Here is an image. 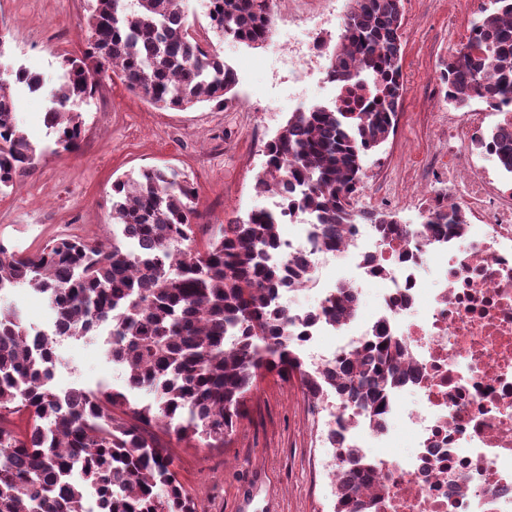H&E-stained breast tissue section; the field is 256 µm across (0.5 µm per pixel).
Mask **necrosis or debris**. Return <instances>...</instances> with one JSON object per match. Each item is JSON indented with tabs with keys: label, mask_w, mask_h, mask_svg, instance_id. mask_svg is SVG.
<instances>
[{
	"label": "necrosis or debris",
	"mask_w": 512,
	"mask_h": 512,
	"mask_svg": "<svg viewBox=\"0 0 512 512\" xmlns=\"http://www.w3.org/2000/svg\"><path fill=\"white\" fill-rule=\"evenodd\" d=\"M326 49L289 37L279 57L294 83L293 101L304 104L314 61ZM482 134L480 119L448 126V198L464 219L454 228L413 225L384 239L374 224H353L339 251L312 238L315 217L295 211L299 233L284 246L307 263L306 283L322 298L335 288L321 271L336 259L358 272L347 281L349 309L336 323H313L301 341L311 366L331 369L340 358L363 351L382 331L402 349L398 382L377 419L336 402L331 418L346 417L344 445L366 453L390 441L394 425L412 437L404 457L371 456L372 483L357 487L362 512H512V189L492 193L489 172L472 168ZM439 256L428 267L430 256ZM378 284L377 307L364 316L366 287ZM335 335L325 347L321 336ZM418 399L401 410L402 394ZM346 454L327 472L344 481Z\"/></svg>",
	"instance_id": "necrosis-or-debris-1"
}]
</instances>
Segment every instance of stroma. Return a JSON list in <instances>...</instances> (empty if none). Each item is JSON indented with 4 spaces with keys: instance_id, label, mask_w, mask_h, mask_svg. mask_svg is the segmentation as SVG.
<instances>
[{
    "instance_id": "stroma-1",
    "label": "stroma",
    "mask_w": 512,
    "mask_h": 512,
    "mask_svg": "<svg viewBox=\"0 0 512 512\" xmlns=\"http://www.w3.org/2000/svg\"><path fill=\"white\" fill-rule=\"evenodd\" d=\"M304 0H275L273 34L261 46L215 40L237 73L234 99L224 110L203 104L186 111L160 110L119 79L102 80L81 104L84 135L78 150L55 143L45 122L51 90L63 62L87 48L86 0H0L5 63L40 74L42 92L11 84L17 120L43 155L31 172L0 194V242L32 254L66 236L111 237L112 183L147 167L175 171L198 192L201 225L195 245L204 248L214 224L246 217L265 198L256 188L266 143L285 125L295 104L288 73L276 53ZM404 94L396 130L362 159L370 209L419 224L424 194L448 183V103L439 79L457 42L448 27V0H405L401 30ZM0 306L19 310L30 332H51L48 301L20 287L0 294ZM106 328L86 338H62L51 381L54 389H107L124 384V371L107 353ZM318 411L298 380L269 374L245 401V416L219 448L196 440L173 443L178 479L197 512H334L335 486L317 466L323 448Z\"/></svg>"
}]
</instances>
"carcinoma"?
Segmentation results:
<instances>
[{"label":"carcinoma","instance_id":"cac0c4a2","mask_svg":"<svg viewBox=\"0 0 512 512\" xmlns=\"http://www.w3.org/2000/svg\"><path fill=\"white\" fill-rule=\"evenodd\" d=\"M88 49L65 60V81L51 95L47 125L56 145L80 146L83 119L69 108L93 97L110 72L159 109L227 104L234 72L189 33L178 0H89ZM218 37L262 44L272 17L267 0H210ZM329 70L343 83L342 103L293 112L265 147L258 193H279V211L255 210L216 224L206 248L191 247L200 213L194 183L161 168H146L112 183V238H61L28 256L0 243V292L28 287L48 296L52 334L34 339L20 314L0 310V512H86V489L96 512H195L168 445L151 435L163 426L176 440L224 445L245 413L258 378L299 377L308 394L324 387L372 417L395 379L401 349L378 332L357 357L311 372L294 342L300 323L276 304L277 292L299 288L306 267L298 257L281 264L278 226L294 209L319 217L316 234L331 251L351 224H375L389 238L394 215L358 213L350 199L363 185L362 156L395 132L403 94L402 0H354ZM478 22V37L440 72L448 103L480 101L501 112L512 107V0ZM29 92L40 75L20 66L0 75V192L34 168L40 154L15 118L10 82ZM498 166L512 173V135L496 126L487 136ZM459 213L431 208L424 224H460ZM341 288L321 315L336 322L347 312ZM110 326L108 353L125 370L126 389L52 390L57 339L83 338ZM148 390L139 406L129 390ZM23 412L16 431L6 416ZM351 480L336 485L335 512H356L353 481L370 479L364 457L351 452Z\"/></svg>","mask_w":512,"mask_h":512}]
</instances>
